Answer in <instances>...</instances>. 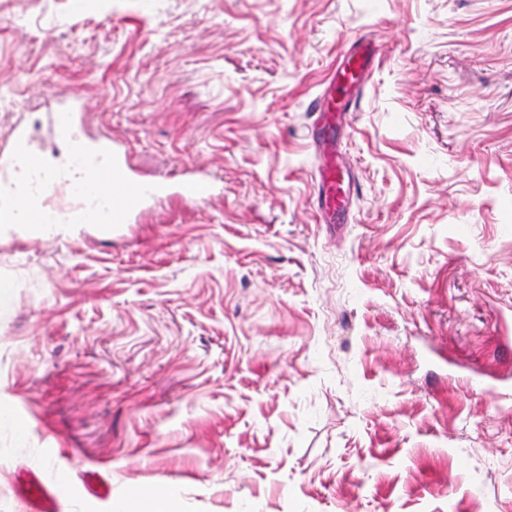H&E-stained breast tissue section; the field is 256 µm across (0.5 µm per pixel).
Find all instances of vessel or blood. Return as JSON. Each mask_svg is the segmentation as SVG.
Segmentation results:
<instances>
[{
  "mask_svg": "<svg viewBox=\"0 0 512 512\" xmlns=\"http://www.w3.org/2000/svg\"><path fill=\"white\" fill-rule=\"evenodd\" d=\"M375 52L371 43L354 47L345 58L330 88L323 91V101L313 121L326 135L315 143L319 163L314 173L316 202L324 223L342 218L349 200L350 174L336 161V142L332 136L338 122L350 109L352 98L371 73L370 62ZM59 141L69 151L62 166H49L43 153L31 146L27 126H16L9 150L0 151V187L15 188L26 177L41 181L48 193L39 207L29 209L25 219L30 224H52L64 219L75 224H96L100 218L95 209L104 183L117 186L109 203L108 224L129 223L134 214L146 210L148 204L176 192L188 199L208 195L211 184L203 175L188 174L179 183L160 176L144 182L130 174L128 154L123 145L110 139L82 140L74 113L63 110L53 119ZM29 512H58L51 483L42 476L30 475L24 487Z\"/></svg>",
  "mask_w": 512,
  "mask_h": 512,
  "instance_id": "b4317fda",
  "label": "vessel or blood"
}]
</instances>
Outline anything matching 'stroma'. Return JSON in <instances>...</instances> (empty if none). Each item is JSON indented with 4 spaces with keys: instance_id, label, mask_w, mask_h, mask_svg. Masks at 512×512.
<instances>
[{
    "instance_id": "stroma-1",
    "label": "stroma",
    "mask_w": 512,
    "mask_h": 512,
    "mask_svg": "<svg viewBox=\"0 0 512 512\" xmlns=\"http://www.w3.org/2000/svg\"><path fill=\"white\" fill-rule=\"evenodd\" d=\"M363 37L325 224L309 104ZM74 97L219 189L0 223V512L29 470L61 512H512V0H0V146L60 163Z\"/></svg>"
}]
</instances>
